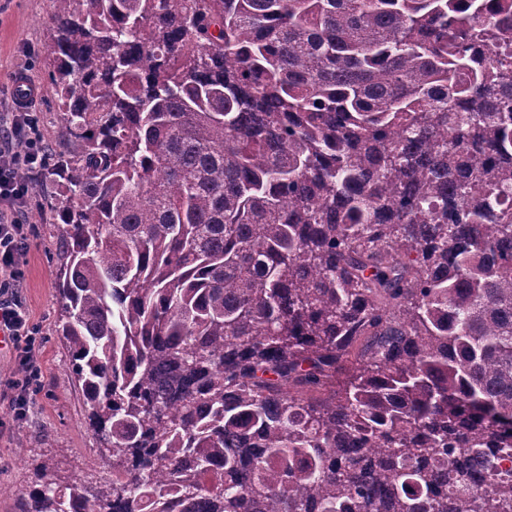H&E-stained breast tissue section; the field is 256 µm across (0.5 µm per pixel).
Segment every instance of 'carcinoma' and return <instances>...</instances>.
<instances>
[{"label":"carcinoma","instance_id":"carcinoma-1","mask_svg":"<svg viewBox=\"0 0 512 512\" xmlns=\"http://www.w3.org/2000/svg\"><path fill=\"white\" fill-rule=\"evenodd\" d=\"M67 369L110 478L22 512H508L512 0H52Z\"/></svg>","mask_w":512,"mask_h":512}]
</instances>
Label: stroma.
Wrapping results in <instances>:
<instances>
[{
    "mask_svg": "<svg viewBox=\"0 0 512 512\" xmlns=\"http://www.w3.org/2000/svg\"><path fill=\"white\" fill-rule=\"evenodd\" d=\"M50 10V0H0V101L15 102V77L38 88V98L27 109L37 113L48 143L56 141L64 127L39 67L40 58L48 52L44 22ZM48 219L34 203L23 216L30 236L22 257L24 277L18 298L43 338L39 356L44 373L26 416H18L11 401V385L20 376L17 350L0 351V422L7 425L0 432V512H20L21 492L40 465H47L49 482L75 477L95 482L105 476L96 463L98 450L85 423L83 394L67 371V350L54 334L60 313L58 231Z\"/></svg>",
    "mask_w": 512,
    "mask_h": 512,
    "instance_id": "obj_1",
    "label": "stroma"
}]
</instances>
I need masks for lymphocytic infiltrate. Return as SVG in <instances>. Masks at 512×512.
Listing matches in <instances>:
<instances>
[{"mask_svg": "<svg viewBox=\"0 0 512 512\" xmlns=\"http://www.w3.org/2000/svg\"><path fill=\"white\" fill-rule=\"evenodd\" d=\"M45 144L32 112L0 114V332L18 349L22 376L17 379L15 403L26 408L30 387L40 381L38 338L28 311L17 299L22 278L20 259L28 245L27 227L19 218L28 204L30 187L21 174L42 168Z\"/></svg>", "mask_w": 512, "mask_h": 512, "instance_id": "f902f5d3", "label": "lymphocytic infiltrate"}]
</instances>
